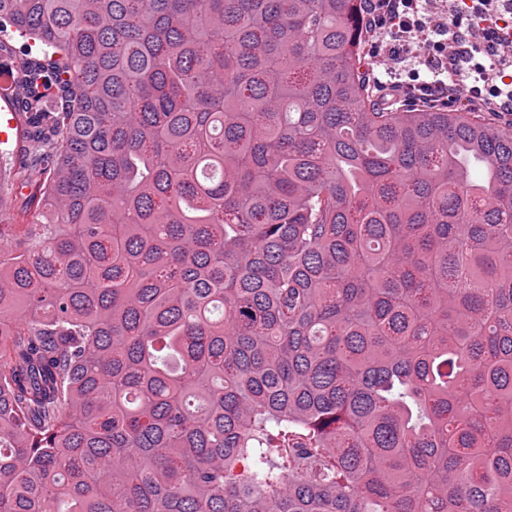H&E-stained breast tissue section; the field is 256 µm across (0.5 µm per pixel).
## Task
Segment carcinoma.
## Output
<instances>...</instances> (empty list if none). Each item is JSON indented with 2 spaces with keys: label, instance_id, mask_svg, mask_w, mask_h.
I'll return each instance as SVG.
<instances>
[{
  "label": "carcinoma",
  "instance_id": "obj_1",
  "mask_svg": "<svg viewBox=\"0 0 512 512\" xmlns=\"http://www.w3.org/2000/svg\"><path fill=\"white\" fill-rule=\"evenodd\" d=\"M361 0H0V512H512V133L380 104ZM14 107L12 103L5 97L0 96V116L6 114V112H14ZM12 114V115H13ZM17 115V114H16ZM8 128L15 127V118H11L8 120ZM23 131H24V122L22 117L17 115V127L14 128L8 140L7 133L4 131H0V151L3 152L2 157V170L5 171V168L8 167V164L16 169L19 164L28 159V155L24 150V142H23ZM1 138L5 141H1Z\"/></svg>",
  "mask_w": 512,
  "mask_h": 512
}]
</instances>
